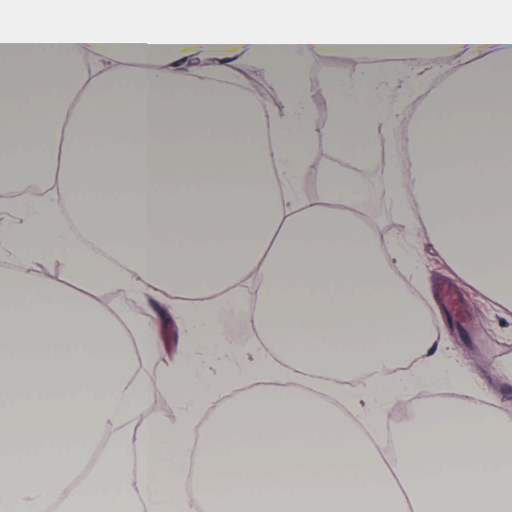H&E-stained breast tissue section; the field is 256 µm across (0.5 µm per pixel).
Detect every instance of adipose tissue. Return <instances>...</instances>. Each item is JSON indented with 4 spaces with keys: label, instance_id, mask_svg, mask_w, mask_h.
<instances>
[{
    "label": "adipose tissue",
    "instance_id": "obj_1",
    "mask_svg": "<svg viewBox=\"0 0 512 512\" xmlns=\"http://www.w3.org/2000/svg\"><path fill=\"white\" fill-rule=\"evenodd\" d=\"M221 40L265 62L284 108L264 111L225 66L199 76L193 44ZM392 55L456 74L406 124L387 76L312 84L327 49ZM78 73H68L71 64ZM85 87L75 99L76 87ZM322 92L333 124L313 127ZM395 138L394 219L512 309V0H21L0 12V178L52 191L27 224H1L16 257L67 254L103 292L145 291L184 326L168 374L193 404L177 426L141 416L130 332L111 309L0 270V512H512V419L464 400L429 406L393 452L326 398L349 375L387 382L427 350L439 315L393 274L409 256L381 239L346 169L308 193L318 144L366 158ZM248 299L268 349L252 373L288 380L230 400L196 445L214 381L212 309ZM109 445H102V436ZM195 445L185 470L182 451ZM137 450L129 481L127 451Z\"/></svg>",
    "mask_w": 512,
    "mask_h": 512
}]
</instances>
